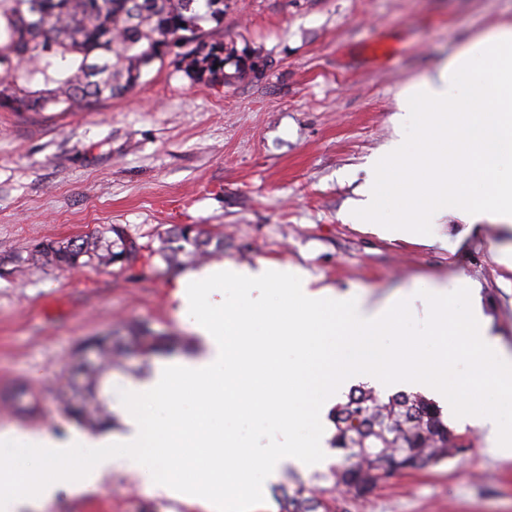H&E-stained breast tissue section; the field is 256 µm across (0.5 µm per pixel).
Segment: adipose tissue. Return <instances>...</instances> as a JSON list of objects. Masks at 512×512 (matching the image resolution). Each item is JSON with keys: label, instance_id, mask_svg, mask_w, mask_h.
<instances>
[{"label": "adipose tissue", "instance_id": "obj_1", "mask_svg": "<svg viewBox=\"0 0 512 512\" xmlns=\"http://www.w3.org/2000/svg\"><path fill=\"white\" fill-rule=\"evenodd\" d=\"M391 121L396 135L370 158L343 223L372 226L384 238H415L452 214L467 236L484 224L512 233V23L467 38L435 73L406 86ZM411 125L417 129L412 141L403 135ZM224 285L274 289L284 310L272 315L247 306L227 313L214 297ZM176 286L180 313L200 337L202 352L158 364L150 379L120 393L119 402L131 404L123 412V434L58 439L0 433V446L14 448L11 460L0 458V512H34L60 490L93 488L115 470L147 477L157 492L194 500L204 512H249L251 468L274 482L288 465L306 468L323 458L325 416L350 380L451 394L448 356L424 358L414 346L390 349L381 343L383 333L395 328L394 309L336 297L301 269L227 261L187 271ZM462 327L481 353L477 380H497L512 399V356L487 333L480 307H473ZM282 339L299 344L301 359L273 373L269 363ZM187 393L203 405L191 424L179 412ZM453 394L460 422L486 428L492 447L512 450V437L495 412H473L465 391ZM152 402L169 410L165 429L139 411ZM251 409L291 426L304 424L312 437L272 449L256 462L241 453L225 455L230 439L214 430L211 412ZM189 447L212 456L210 467L191 483L185 480ZM158 457L166 462L161 473L153 465ZM11 469L21 471V479L8 477Z\"/></svg>", "mask_w": 512, "mask_h": 512}]
</instances>
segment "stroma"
<instances>
[{"label":"stroma","instance_id":"obj_1","mask_svg":"<svg viewBox=\"0 0 512 512\" xmlns=\"http://www.w3.org/2000/svg\"><path fill=\"white\" fill-rule=\"evenodd\" d=\"M512 20V0H224V44L251 51L258 69L224 85L197 82L172 60L151 67L130 94L88 110H0V431L85 432L64 413L58 389L83 341L146 323L178 337L172 353H128L104 383V400L157 363L194 354L198 338L173 297L185 268L153 256L175 224L224 236V257L302 268L337 295L399 305L390 347L418 341L424 354H457L448 380L472 405L512 426V407L492 381L473 379L465 336L441 334L404 305L414 289L467 276L489 333L512 353V270L498 225L461 236L456 217L431 238L387 240L340 214L364 165L394 131L396 95L431 72L459 42ZM119 226L139 254L127 265L73 272L29 265L40 242L79 239ZM25 386L37 400L19 411ZM253 460L287 444L285 424L254 410L218 415ZM455 458L397 475L364 498L340 495L337 512H512V455L479 427ZM177 512L179 500L120 471L91 491L61 493L43 512Z\"/></svg>","mask_w":512,"mask_h":512}]
</instances>
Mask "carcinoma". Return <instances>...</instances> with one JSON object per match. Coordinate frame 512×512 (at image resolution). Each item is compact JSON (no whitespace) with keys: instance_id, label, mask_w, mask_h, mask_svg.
Returning <instances> with one entry per match:
<instances>
[{"instance_id":"obj_1","label":"carcinoma","mask_w":512,"mask_h":512,"mask_svg":"<svg viewBox=\"0 0 512 512\" xmlns=\"http://www.w3.org/2000/svg\"><path fill=\"white\" fill-rule=\"evenodd\" d=\"M170 56L195 81L228 82L224 0H0L1 110L91 108L133 90L145 70ZM222 253L224 236L205 237L193 224L167 231L154 251L168 265ZM136 255L113 226L79 240L38 245L29 260L71 269L128 263ZM87 343L96 345L98 362L72 367L69 390L80 388V377L89 388L100 387L131 346L144 353L176 350L174 340L143 326L119 341L94 337ZM329 417L336 428L331 447L340 460L318 479L330 486L314 491L291 474L273 489L278 512H336V487L361 498L395 475L445 462L466 447L439 406L420 394L384 397L360 385Z\"/></svg>"}]
</instances>
